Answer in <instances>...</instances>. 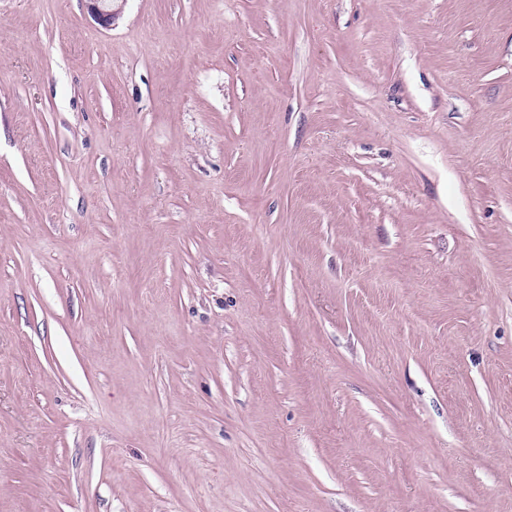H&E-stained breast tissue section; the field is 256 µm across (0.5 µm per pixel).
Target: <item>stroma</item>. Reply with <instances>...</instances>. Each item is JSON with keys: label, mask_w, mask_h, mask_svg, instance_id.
Listing matches in <instances>:
<instances>
[{"label": "stroma", "mask_w": 512, "mask_h": 512, "mask_svg": "<svg viewBox=\"0 0 512 512\" xmlns=\"http://www.w3.org/2000/svg\"><path fill=\"white\" fill-rule=\"evenodd\" d=\"M0 0V512H512V0ZM118 0H84L87 3V9L90 15L101 25L111 26L113 20L119 12V7H115L114 2Z\"/></svg>", "instance_id": "stroma-1"}]
</instances>
